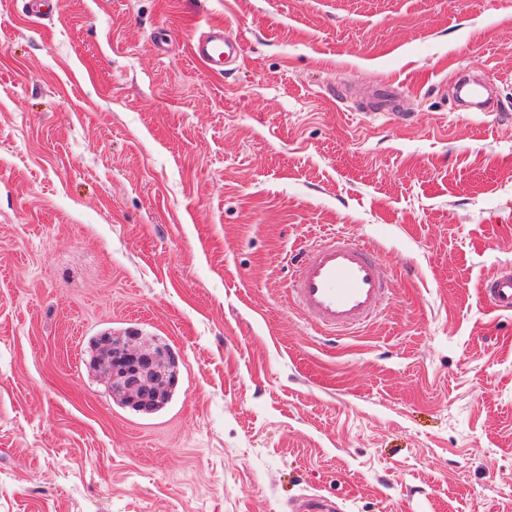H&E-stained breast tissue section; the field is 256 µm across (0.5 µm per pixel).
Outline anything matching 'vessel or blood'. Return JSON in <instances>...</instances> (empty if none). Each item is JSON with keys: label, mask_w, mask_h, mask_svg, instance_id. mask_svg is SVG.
<instances>
[{"label": "vessel or blood", "mask_w": 512, "mask_h": 512, "mask_svg": "<svg viewBox=\"0 0 512 512\" xmlns=\"http://www.w3.org/2000/svg\"><path fill=\"white\" fill-rule=\"evenodd\" d=\"M194 57L212 74L242 55L241 41L223 26H209L192 43ZM294 276L290 304L327 341L346 338L367 326L392 292L389 262L367 245L341 233H331L306 245L289 258ZM479 294L495 311L512 315V267L498 268L483 278ZM290 512H340L326 496L311 493L289 504Z\"/></svg>", "instance_id": "vessel-or-blood-1"}]
</instances>
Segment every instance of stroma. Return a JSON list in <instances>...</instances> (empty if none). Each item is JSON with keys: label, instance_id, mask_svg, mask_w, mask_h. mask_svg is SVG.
<instances>
[{"label": "stroma", "instance_id": "1", "mask_svg": "<svg viewBox=\"0 0 512 512\" xmlns=\"http://www.w3.org/2000/svg\"><path fill=\"white\" fill-rule=\"evenodd\" d=\"M53 5L0 0V512H512V315L477 291L512 264V0ZM389 82L386 115L352 92ZM332 230L401 260L334 347L286 299ZM107 333L175 355L164 410L113 401ZM191 50L207 71L214 75H223L224 67L241 57L243 47L241 41L231 36L223 26L210 25L191 44ZM291 512H339L340 507L328 497L316 493L304 494L288 503Z\"/></svg>", "mask_w": 512, "mask_h": 512}]
</instances>
